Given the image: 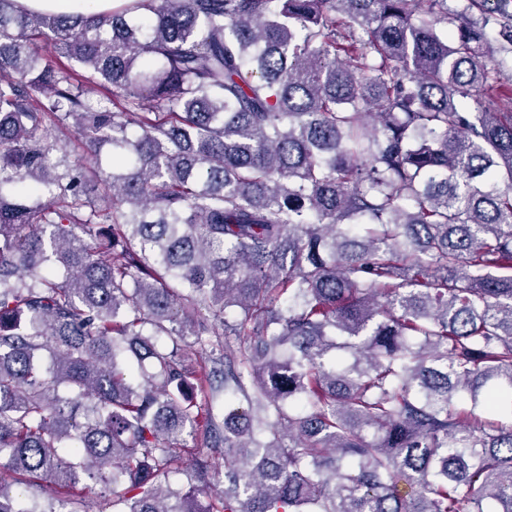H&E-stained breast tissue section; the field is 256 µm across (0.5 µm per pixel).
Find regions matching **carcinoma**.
Here are the masks:
<instances>
[{
	"label": "carcinoma",
	"instance_id": "obj_1",
	"mask_svg": "<svg viewBox=\"0 0 512 512\" xmlns=\"http://www.w3.org/2000/svg\"><path fill=\"white\" fill-rule=\"evenodd\" d=\"M498 2L0 0V512H512ZM129 0H17L20 7L36 12L91 16L112 11Z\"/></svg>",
	"mask_w": 512,
	"mask_h": 512
}]
</instances>
